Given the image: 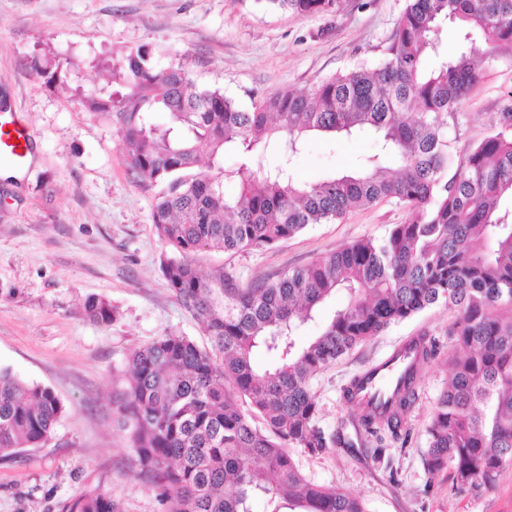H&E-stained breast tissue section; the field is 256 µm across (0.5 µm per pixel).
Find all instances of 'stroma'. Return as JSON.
I'll return each instance as SVG.
<instances>
[{
	"instance_id": "1",
	"label": "stroma",
	"mask_w": 512,
	"mask_h": 512,
	"mask_svg": "<svg viewBox=\"0 0 512 512\" xmlns=\"http://www.w3.org/2000/svg\"><path fill=\"white\" fill-rule=\"evenodd\" d=\"M407 0H338L334 12L301 15L261 0H0V99L37 138L40 164L23 179L0 178V366L50 387L65 412L42 447L0 461V512H59L98 487L122 512H165L138 475L112 405L116 375L135 350L178 333L208 343L203 324L173 297L160 270L164 248L152 225L158 185L137 184L122 148L117 116L86 111L82 92L108 70L148 50L159 65L186 61L203 86L242 105L285 90H306L357 62L381 60ZM66 73L70 92L36 77L32 59ZM448 124V150L463 161L512 112V59L480 67V78ZM378 151L373 135L308 140L294 158L300 180L349 171ZM407 209L393 202L356 208L339 221L312 224L262 251L202 252L205 274L224 269L241 282L276 276L363 238L384 237ZM107 298L111 323L82 314L88 297ZM456 310L443 304L392 324L309 382L323 427L358 423L342 390L369 365L415 336L435 339L407 422V443L388 441L389 465L363 448L292 455L324 487L361 497L367 512H512V467L478 497L455 494L449 472L429 477L428 428L448 362L458 349L448 330Z\"/></svg>"
}]
</instances>
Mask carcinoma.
<instances>
[{
	"instance_id": "1",
	"label": "carcinoma",
	"mask_w": 512,
	"mask_h": 512,
	"mask_svg": "<svg viewBox=\"0 0 512 512\" xmlns=\"http://www.w3.org/2000/svg\"><path fill=\"white\" fill-rule=\"evenodd\" d=\"M297 14L330 13L337 0H263ZM463 40L481 38L482 61L512 58V0H408L386 54L358 62L303 91H284L242 107L219 88L203 87L185 62L158 67L146 50L111 78L127 92L89 93V112L117 110L123 152L136 181L160 182L152 211L168 253L161 270L177 302L206 328L211 349L171 333L134 351L113 395L119 429L165 512H366L362 500L307 479L290 453L370 448L390 460L384 436L406 439L421 365L434 358L428 336L403 349L412 359L395 385L364 400V379L344 388L360 411L356 438L329 433L308 381L392 324L443 303L458 311L452 334L463 355L450 363L428 429L424 464L432 477L452 469V490L478 496L512 466V112L502 131L482 140L448 174V117L477 83L479 70L461 50L440 56L442 25ZM32 71L66 90L59 72L38 61ZM373 134L378 153L355 174L318 182L297 179L293 157L311 135ZM288 152L272 168H224V154ZM399 163L393 174L383 166ZM238 193L224 192V182ZM394 201L408 209L382 239H361L310 264L242 284L218 270L202 274L201 251L270 248L310 224L342 219L351 209ZM345 303L317 336L300 329L336 293ZM84 316L106 324L112 305L91 297ZM274 364L260 369L254 353ZM64 412L48 387L0 367V461L45 443ZM61 512H120L112 492L93 488Z\"/></svg>"
}]
</instances>
